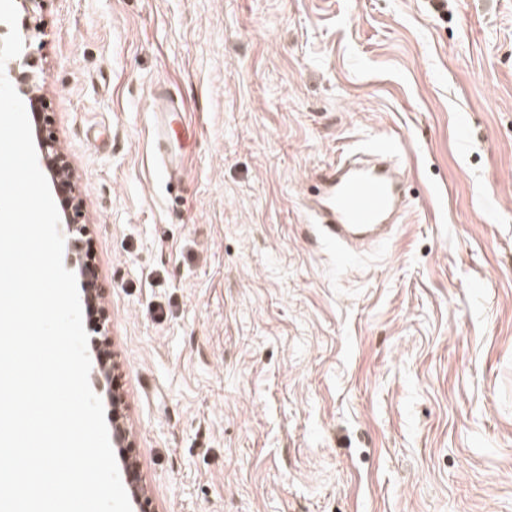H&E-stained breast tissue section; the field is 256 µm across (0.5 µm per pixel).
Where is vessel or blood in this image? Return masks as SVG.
<instances>
[{
  "label": "vessel or blood",
  "instance_id": "vessel-or-blood-1",
  "mask_svg": "<svg viewBox=\"0 0 512 512\" xmlns=\"http://www.w3.org/2000/svg\"><path fill=\"white\" fill-rule=\"evenodd\" d=\"M151 138L155 163L166 178L184 169V144L195 128L171 95L151 94ZM399 152L387 139L368 148L363 159L344 160L314 171L310 177L309 208L317 231L340 252L387 239L405 201V173Z\"/></svg>",
  "mask_w": 512,
  "mask_h": 512
}]
</instances>
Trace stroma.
<instances>
[{"mask_svg": "<svg viewBox=\"0 0 512 512\" xmlns=\"http://www.w3.org/2000/svg\"><path fill=\"white\" fill-rule=\"evenodd\" d=\"M16 7L150 512H512V0ZM385 137L408 210L338 257L309 172ZM151 138L155 163L168 179L184 170L183 145L196 135L184 109L171 95L155 90L151 93Z\"/></svg>", "mask_w": 512, "mask_h": 512, "instance_id": "35a3bbf8", "label": "stroma"}]
</instances>
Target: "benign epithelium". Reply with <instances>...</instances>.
I'll list each match as a JSON object with an SVG mask.
<instances>
[{
  "mask_svg": "<svg viewBox=\"0 0 512 512\" xmlns=\"http://www.w3.org/2000/svg\"><path fill=\"white\" fill-rule=\"evenodd\" d=\"M15 86L19 93L24 95L29 103L30 111L34 117V129L38 140L41 161L52 176L55 191L58 192L63 204L60 209L61 217L67 230L70 232L81 231L82 204L75 197V186L73 176L69 165L65 162L61 152H59L55 141L46 134L48 118L41 112L40 100L32 94L33 75L23 69L13 72ZM79 272L85 281L83 296L85 301L94 303L101 299L102 289L99 287L98 279L90 273L87 265L83 264ZM118 404H120V394L118 391H112V416H113V438L116 443L123 444L127 439V432L118 420ZM124 474L126 481L130 486L132 497L137 501H142V494L139 487V467L136 460L126 455L123 457Z\"/></svg>",
  "mask_w": 512,
  "mask_h": 512,
  "instance_id": "7a95c632",
  "label": "benign epithelium"
}]
</instances>
